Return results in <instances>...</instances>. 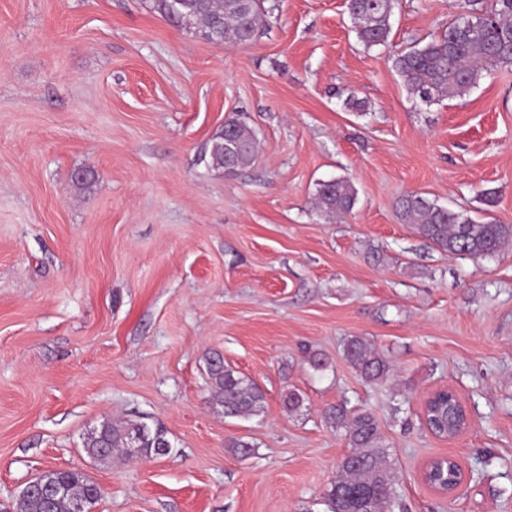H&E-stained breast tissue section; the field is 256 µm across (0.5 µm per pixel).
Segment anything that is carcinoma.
<instances>
[{
  "mask_svg": "<svg viewBox=\"0 0 512 512\" xmlns=\"http://www.w3.org/2000/svg\"><path fill=\"white\" fill-rule=\"evenodd\" d=\"M154 0V9L178 26L201 33L207 41L241 46L264 27L261 0ZM398 0H348L347 12L358 40L368 49L383 47L408 94L431 103L442 97L466 95L482 77L495 68L512 66V0H491L481 11L461 12L465 22H448L447 30L422 45L404 50L390 49V20ZM256 137L247 126L227 121L209 151V164L229 172L249 167L256 152ZM356 203V191L346 180L319 184L316 206L327 217L349 213ZM399 219L412 224L428 241L462 256H489L512 239V226L494 220H476L462 211L445 208L420 193L408 194L396 203ZM344 357L368 382L385 380L389 365L371 344L353 337L344 347ZM213 399L224 416L249 418L260 413L265 402L263 390L251 379L224 366L217 356L209 360ZM456 404L440 401L431 416L443 427L452 425ZM325 420L345 429L352 452L340 463V476L324 496L326 512H389L394 503L392 472L379 423L375 415L351 412L343 403L327 408ZM140 436L138 457L157 459L168 455L171 443L165 429L149 427L137 420L121 423L104 419L84 445L87 455L99 463H110L116 455L131 456L130 440ZM462 477L459 465L448 461L432 467L431 481L453 486ZM54 480L63 484L67 495L50 497L36 490L22 496L20 512H70L74 499L93 506L100 489L79 470H59Z\"/></svg>",
  "mask_w": 512,
  "mask_h": 512,
  "instance_id": "1",
  "label": "carcinoma"
}]
</instances>
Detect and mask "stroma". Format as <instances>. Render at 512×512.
<instances>
[{
	"label": "stroma",
	"instance_id": "1",
	"mask_svg": "<svg viewBox=\"0 0 512 512\" xmlns=\"http://www.w3.org/2000/svg\"><path fill=\"white\" fill-rule=\"evenodd\" d=\"M462 4L400 0L393 45ZM263 10L254 42L227 47L153 0H0V512L50 467L101 488L92 512H324L351 447L323 413L343 401L379 422L393 512H512V243L460 258L396 216L419 192L512 225V66L425 105L345 0ZM229 119L258 139L233 174L202 160ZM336 179L357 202L329 220L314 194ZM355 336L385 382L345 359ZM215 355L263 389L259 415L212 405ZM442 386L471 419L451 440L422 422ZM106 418L162 426L170 454L96 466L84 443ZM446 456L462 479L442 496L421 473ZM344 357L368 382L383 381L389 372L387 360L375 352L371 344L361 337L355 336L347 341L344 347Z\"/></svg>",
	"mask_w": 512,
	"mask_h": 512
}]
</instances>
